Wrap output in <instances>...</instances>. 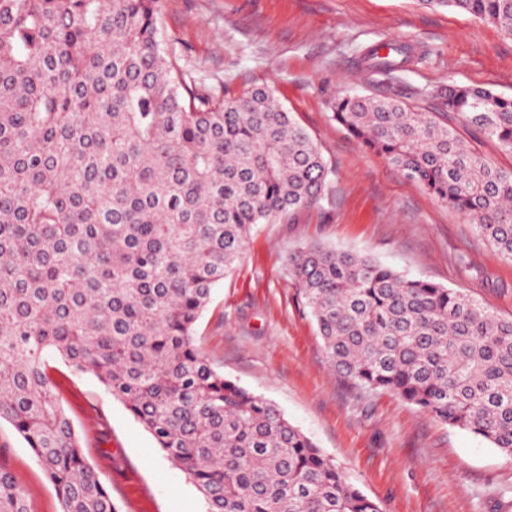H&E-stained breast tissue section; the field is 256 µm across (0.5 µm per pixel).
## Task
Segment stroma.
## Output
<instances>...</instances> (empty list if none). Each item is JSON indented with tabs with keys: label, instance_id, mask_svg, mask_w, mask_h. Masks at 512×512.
Here are the masks:
<instances>
[{
	"label": "stroma",
	"instance_id": "obj_1",
	"mask_svg": "<svg viewBox=\"0 0 512 512\" xmlns=\"http://www.w3.org/2000/svg\"><path fill=\"white\" fill-rule=\"evenodd\" d=\"M161 39L199 90L270 88L333 170L320 206L258 225L240 263L213 289L195 330L213 366L274 402L382 512H512V460L487 440L331 370L285 265L289 250L320 242L512 318V261L362 147L329 108L337 92H375L359 59L383 39L416 49L397 87L471 85L512 97V36L419 0H164ZM53 378L118 512H207L190 478L95 376L59 361ZM0 468L31 494L35 512H61L32 450L6 422Z\"/></svg>",
	"mask_w": 512,
	"mask_h": 512
}]
</instances>
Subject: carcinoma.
<instances>
[{
    "instance_id": "obj_1",
    "label": "carcinoma",
    "mask_w": 512,
    "mask_h": 512,
    "mask_svg": "<svg viewBox=\"0 0 512 512\" xmlns=\"http://www.w3.org/2000/svg\"><path fill=\"white\" fill-rule=\"evenodd\" d=\"M162 0H0V422L61 512H117L51 376L97 377L195 484L208 512H381L271 401L224 378L195 325L259 224L313 208L331 167L267 88L205 94L159 41ZM512 36V0H421ZM413 50L368 48L374 94L332 119L512 259V98L396 91ZM416 99L431 102L422 112ZM288 271L337 375L390 392L512 460V319L374 258L311 243ZM0 512H34L0 468ZM460 132L487 160L505 169H512V151L506 149L497 141L477 138L467 133L461 126Z\"/></svg>"
}]
</instances>
